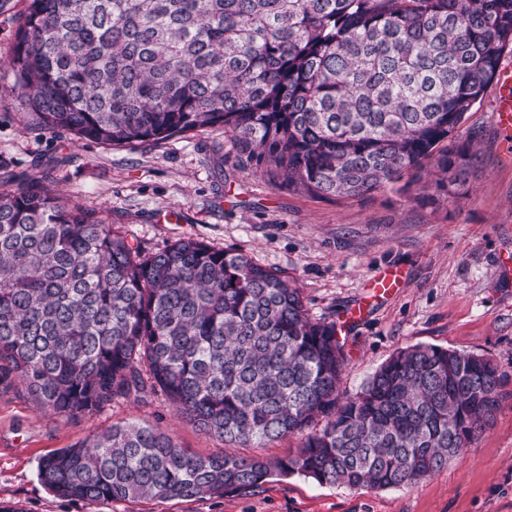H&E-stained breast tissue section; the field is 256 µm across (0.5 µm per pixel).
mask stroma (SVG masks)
<instances>
[{
	"mask_svg": "<svg viewBox=\"0 0 512 512\" xmlns=\"http://www.w3.org/2000/svg\"><path fill=\"white\" fill-rule=\"evenodd\" d=\"M27 3L0 7V191L50 188L107 218L146 254L183 238L244 252L294 280L309 316L329 322L366 297L376 273L399 267L393 295L347 329V394L393 353L417 344L491 357L512 376V144L495 120L500 83L463 126L478 133L481 160L459 199L437 189L433 172L407 191L391 184L367 197L316 198L289 190L264 164L237 159L220 126L134 147L37 128L9 66ZM120 421L154 426L201 455L224 450L160 393L70 419L45 414L20 387L0 386V505L23 512H512V383L491 428L410 488L357 489L293 475L269 479L252 496L88 504L42 484L41 458Z\"/></svg>",
	"mask_w": 512,
	"mask_h": 512,
	"instance_id": "obj_1",
	"label": "stroma"
}]
</instances>
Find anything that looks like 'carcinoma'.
I'll return each instance as SVG.
<instances>
[{
	"mask_svg": "<svg viewBox=\"0 0 512 512\" xmlns=\"http://www.w3.org/2000/svg\"><path fill=\"white\" fill-rule=\"evenodd\" d=\"M508 53L512 0H29L10 67L44 130L133 147L218 125L295 192L362 196L433 168L451 195L478 162L466 115ZM347 363L336 324L246 253L145 255L43 188L0 192V370L69 418L160 392L226 445L202 457L114 424L40 461L59 497L249 496L294 474L410 487L491 426L509 381L418 344L348 396ZM295 433L294 456L238 452Z\"/></svg>",
	"mask_w": 512,
	"mask_h": 512,
	"instance_id": "1",
	"label": "carcinoma"
}]
</instances>
